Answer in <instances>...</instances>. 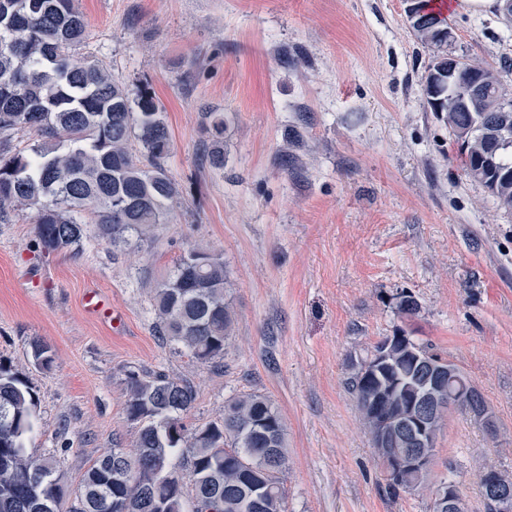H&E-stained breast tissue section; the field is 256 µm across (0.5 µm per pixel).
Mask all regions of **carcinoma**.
Returning a JSON list of instances; mask_svg holds the SVG:
<instances>
[{
    "instance_id": "obj_1",
    "label": "carcinoma",
    "mask_w": 512,
    "mask_h": 512,
    "mask_svg": "<svg viewBox=\"0 0 512 512\" xmlns=\"http://www.w3.org/2000/svg\"><path fill=\"white\" fill-rule=\"evenodd\" d=\"M411 30L433 48L424 90L465 156L466 174L512 209V111L486 112L482 104L448 103V51L438 36L444 19L417 0ZM85 39L75 0H0V220L34 209L38 246L45 252L77 247L87 225L117 246L127 234L166 223L180 195L166 161L171 136L163 112L146 89L136 96L99 59L74 60ZM465 63L460 78L478 71L486 98L512 106L501 72ZM210 142L203 159L224 167V115L207 113ZM20 131L36 134L29 152L9 143ZM224 256L191 247L154 289L158 332L201 364L224 360L232 334ZM391 344L390 366L374 378L361 369L347 386L367 428L375 458L386 468L408 449L380 443L379 412L407 411V399L432 394L417 355L430 349L412 339L386 336L367 355ZM33 365L54 363L52 348L30 342ZM126 417L139 424L134 450L114 448L84 472L68 495L58 461L27 446L37 421V398L23 375L0 362V512H287L282 473L286 433L276 404L266 395L232 398L224 416L202 427L183 422L197 399L187 380L131 371L126 376ZM394 399L377 404L381 386ZM432 468L407 480L388 479L396 497L429 484Z\"/></svg>"
}]
</instances>
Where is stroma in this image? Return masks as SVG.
I'll return each instance as SVG.
<instances>
[{"label":"stroma","mask_w":512,"mask_h":512,"mask_svg":"<svg viewBox=\"0 0 512 512\" xmlns=\"http://www.w3.org/2000/svg\"><path fill=\"white\" fill-rule=\"evenodd\" d=\"M77 58L149 89L171 135L181 195L150 238L42 254L33 212L0 222V359L37 392L28 445L75 491L97 457L131 447L126 373L197 389L187 425L234 396L278 406L288 512H432L426 487L393 498L350 394L348 361L397 333L456 364L494 411L495 432L450 412L435 480L484 512L479 478L512 473V209L470 179L423 86L432 50L405 0H76ZM449 53L512 59L500 10L449 7ZM223 113L224 166L203 163L204 115ZM192 246L223 252L233 335L223 365L159 336L151 290ZM97 294L96 313L85 299ZM418 304L403 314L398 297ZM47 342L51 371L30 364Z\"/></svg>","instance_id":"1"}]
</instances>
